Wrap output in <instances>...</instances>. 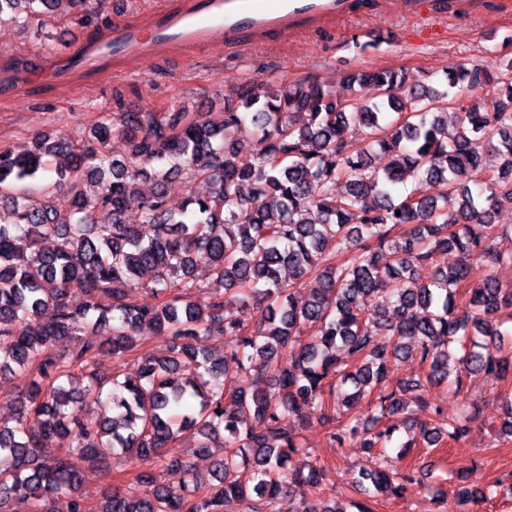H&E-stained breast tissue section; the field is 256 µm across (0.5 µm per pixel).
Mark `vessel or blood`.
<instances>
[{
	"label": "vessel or blood",
	"mask_w": 512,
	"mask_h": 512,
	"mask_svg": "<svg viewBox=\"0 0 512 512\" xmlns=\"http://www.w3.org/2000/svg\"><path fill=\"white\" fill-rule=\"evenodd\" d=\"M343 0H188L178 11L153 19L148 33L123 25L112 31V55L129 59L166 46H205L214 35L233 39L248 31L291 33L336 13Z\"/></svg>",
	"instance_id": "1"
}]
</instances>
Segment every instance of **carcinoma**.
Segmentation results:
<instances>
[{"label": "carcinoma", "instance_id": "1", "mask_svg": "<svg viewBox=\"0 0 512 512\" xmlns=\"http://www.w3.org/2000/svg\"><path fill=\"white\" fill-rule=\"evenodd\" d=\"M55 4L0 0V26L30 31ZM444 74L447 86L402 95L400 71L350 72L345 99L314 79L259 80L224 95L218 122L203 112H114L77 139L41 131L26 150L0 147V373L28 374L10 423L0 421V512H54L58 495L69 512H87L73 456L104 464L114 453L162 462L174 481L150 488L142 472L143 491L114 489L97 512H236L244 498L252 512H350L293 494L319 488L322 476L317 460L287 469L308 453L300 434L310 410L340 448L361 437L366 450L384 449L400 431L405 449L462 440L474 418H448L427 387L463 393L453 360L512 382V333L496 325L512 319V287L490 270L512 262L493 247L504 232L495 215L512 205V59ZM366 86L378 95L365 97ZM475 87L480 102L461 103ZM451 105L461 111L452 131ZM356 127L365 129L358 146L345 137ZM114 135L129 142L121 158L107 151ZM243 137L253 152L239 150ZM375 151L391 155L381 171ZM175 172L206 187L177 209L165 188ZM43 175L55 180L36 192L30 182ZM144 178L155 182L148 195ZM133 208L138 224L126 223ZM200 253L224 291L193 273ZM421 265L434 269L431 282L413 278ZM142 286L155 304L128 302ZM371 296L378 304L364 307ZM88 327L100 342L55 353ZM151 333L168 338L165 354H140L122 381L99 374L102 347L124 356ZM201 336L221 346L201 347ZM226 336L237 342L222 346ZM408 356L424 375L387 386L388 365ZM83 382L107 389L97 407L79 401ZM499 399L498 435L512 442V396ZM331 405L346 408L340 420L325 414ZM187 428L199 447H224L208 480L171 452ZM58 437L69 447L54 446ZM413 481L362 468L354 484L365 502L352 506L377 512L371 498H401ZM494 493L460 486L457 512Z\"/></svg>", "mask_w": 512, "mask_h": 512}]
</instances>
